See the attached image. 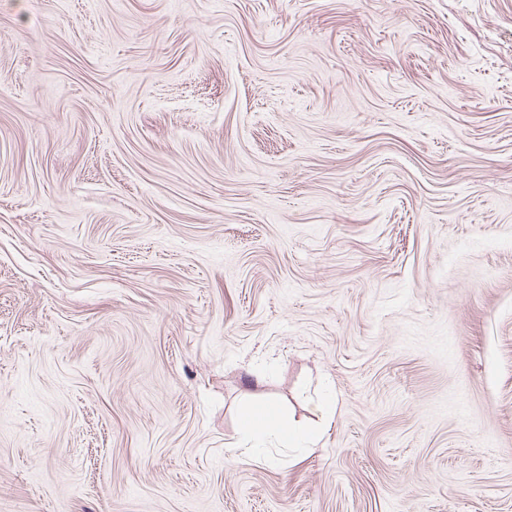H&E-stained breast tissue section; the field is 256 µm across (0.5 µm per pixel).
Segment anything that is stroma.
<instances>
[{
  "instance_id": "obj_1",
  "label": "stroma",
  "mask_w": 512,
  "mask_h": 512,
  "mask_svg": "<svg viewBox=\"0 0 512 512\" xmlns=\"http://www.w3.org/2000/svg\"><path fill=\"white\" fill-rule=\"evenodd\" d=\"M0 512H512V0H0ZM316 430L304 428L295 423L276 408H269L262 417L246 419L242 425V436L247 442H260L269 436L277 435L288 443H311Z\"/></svg>"
}]
</instances>
